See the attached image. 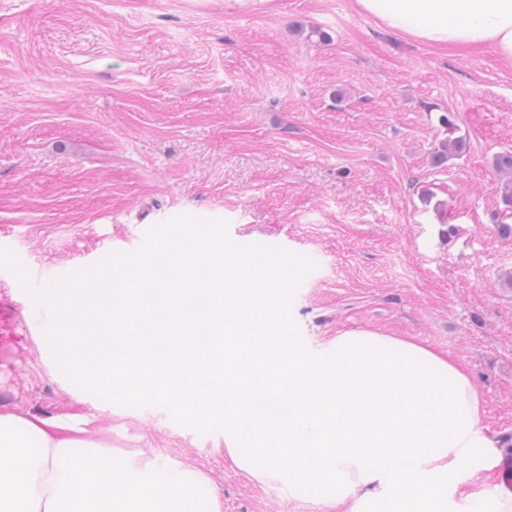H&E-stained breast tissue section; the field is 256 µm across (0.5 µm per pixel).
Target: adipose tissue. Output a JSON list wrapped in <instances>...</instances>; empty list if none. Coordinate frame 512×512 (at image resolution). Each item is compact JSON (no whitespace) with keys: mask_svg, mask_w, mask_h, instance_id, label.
<instances>
[{"mask_svg":"<svg viewBox=\"0 0 512 512\" xmlns=\"http://www.w3.org/2000/svg\"><path fill=\"white\" fill-rule=\"evenodd\" d=\"M388 28L435 48H494L512 62V0H355ZM0 512H220L209 480L166 457L112 456L0 413Z\"/></svg>","mask_w":512,"mask_h":512,"instance_id":"adipose-tissue-1","label":"adipose tissue"}]
</instances>
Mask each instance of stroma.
Instances as JSON below:
<instances>
[{
	"mask_svg": "<svg viewBox=\"0 0 512 512\" xmlns=\"http://www.w3.org/2000/svg\"><path fill=\"white\" fill-rule=\"evenodd\" d=\"M448 112L469 149L436 168ZM507 150L511 62L433 48L355 0H0V249L34 288L174 219L221 221L235 245L312 262L291 301L306 348L350 330L430 347L468 370L497 439L512 436ZM0 413L201 471L221 512H336L254 479L223 434L77 386L4 267Z\"/></svg>",
	"mask_w": 512,
	"mask_h": 512,
	"instance_id": "stroma-1",
	"label": "stroma"
}]
</instances>
